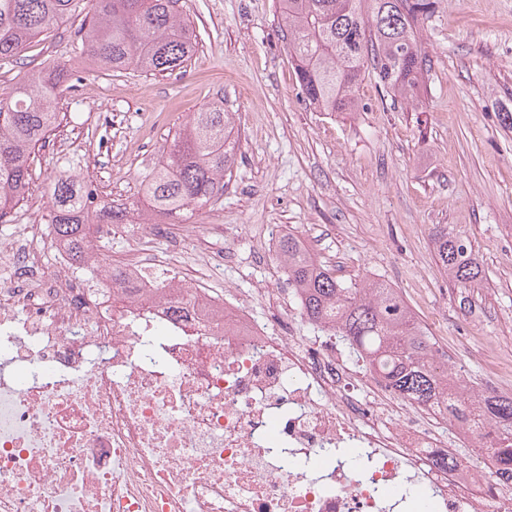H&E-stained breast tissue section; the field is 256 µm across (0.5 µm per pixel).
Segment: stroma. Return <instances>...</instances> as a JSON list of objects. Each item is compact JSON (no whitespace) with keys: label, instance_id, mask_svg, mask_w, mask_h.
Returning a JSON list of instances; mask_svg holds the SVG:
<instances>
[{"label":"stroma","instance_id":"35a3bbf8","mask_svg":"<svg viewBox=\"0 0 512 512\" xmlns=\"http://www.w3.org/2000/svg\"><path fill=\"white\" fill-rule=\"evenodd\" d=\"M197 37L184 73L155 77L98 69L80 53L78 29L92 0L23 58L70 74L65 117L38 148L30 195L0 223H37L46 189L72 176L120 202L136 194L171 139L203 104L234 115L236 161L224 193L187 216L220 224L237 250L222 287H286L278 258L257 232L303 236L341 280L368 276L397 288L467 385H483L498 344H512V0H434L420 30L432 70L412 106L394 101L372 73L358 108L329 115L299 94L281 36L278 0H181ZM469 237L486 278L454 287L437 265L431 232ZM469 298L471 307L460 305Z\"/></svg>","mask_w":512,"mask_h":512}]
</instances>
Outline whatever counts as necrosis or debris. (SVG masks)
Returning <instances> with one entry per match:
<instances>
[{
  "label": "necrosis or debris",
  "mask_w": 512,
  "mask_h": 512,
  "mask_svg": "<svg viewBox=\"0 0 512 512\" xmlns=\"http://www.w3.org/2000/svg\"><path fill=\"white\" fill-rule=\"evenodd\" d=\"M223 269L203 224H97L81 261L47 224L0 240V512H406L382 495L406 479L429 512H512L488 459L435 462L492 426L361 397L334 337L294 335L278 289L215 287Z\"/></svg>",
  "instance_id": "obj_1"
}]
</instances>
